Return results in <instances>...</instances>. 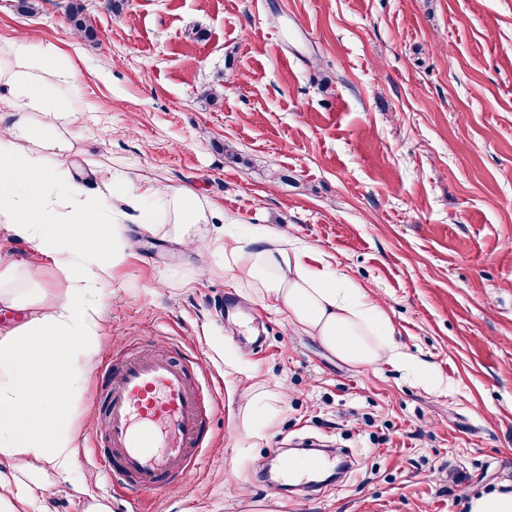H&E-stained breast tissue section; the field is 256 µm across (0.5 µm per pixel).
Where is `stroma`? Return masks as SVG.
<instances>
[{
	"mask_svg": "<svg viewBox=\"0 0 512 512\" xmlns=\"http://www.w3.org/2000/svg\"><path fill=\"white\" fill-rule=\"evenodd\" d=\"M68 3L0 0V39L27 32L74 60L87 113L68 158L101 160L88 182L190 186L225 217L198 225L203 249L258 224L325 252L448 384L339 360L245 280L194 279L197 254L131 225L130 256L86 312L102 358L176 344L223 399L200 467L141 496L142 512H466L511 483L512 0H82L91 41L73 38ZM11 266L42 307L65 296L52 259L0 231ZM79 387L78 456L68 475L44 468L45 512H93L108 491L88 443L105 383L91 368ZM260 395L276 413L258 431ZM304 439L344 468L314 498L281 477Z\"/></svg>",
	"mask_w": 512,
	"mask_h": 512,
	"instance_id": "1",
	"label": "stroma"
}]
</instances>
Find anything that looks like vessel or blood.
<instances>
[{"label":"vessel or blood","mask_w":512,"mask_h":512,"mask_svg":"<svg viewBox=\"0 0 512 512\" xmlns=\"http://www.w3.org/2000/svg\"><path fill=\"white\" fill-rule=\"evenodd\" d=\"M111 375L107 432L97 461L106 482L164 491L198 468L207 430L188 361L154 351L128 355Z\"/></svg>","instance_id":"vessel-or-blood-1"}]
</instances>
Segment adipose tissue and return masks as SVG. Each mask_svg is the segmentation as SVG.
I'll return each instance as SVG.
<instances>
[{
    "mask_svg": "<svg viewBox=\"0 0 512 512\" xmlns=\"http://www.w3.org/2000/svg\"><path fill=\"white\" fill-rule=\"evenodd\" d=\"M80 97L77 68L57 45L25 35L0 40V102L10 116L0 127V230L50 255L68 284L65 297L42 312L18 276L0 272V305L28 314L0 333V459L26 457L62 473L77 451L69 405L102 350L100 333L81 315L127 257L126 219L191 251L196 226L214 213L187 186L132 182L117 196L111 181L90 189L77 180L66 154ZM211 253L344 362L408 364L384 306L321 254L260 225L216 239Z\"/></svg>",
    "mask_w": 512,
    "mask_h": 512,
    "instance_id": "1",
    "label": "adipose tissue"
}]
</instances>
